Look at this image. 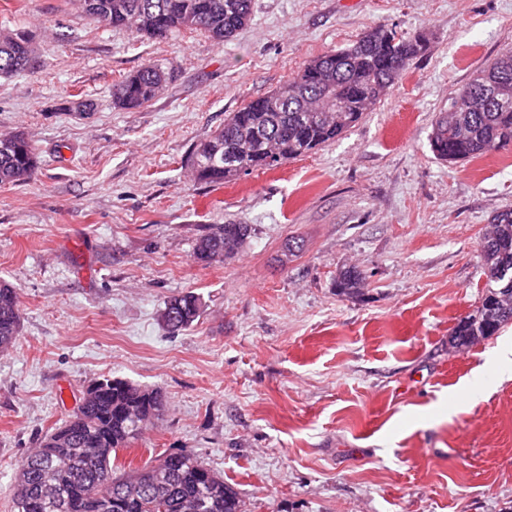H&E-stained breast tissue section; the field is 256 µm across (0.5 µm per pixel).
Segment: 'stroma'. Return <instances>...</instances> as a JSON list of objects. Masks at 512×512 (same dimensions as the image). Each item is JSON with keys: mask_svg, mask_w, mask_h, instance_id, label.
Masks as SVG:
<instances>
[{"mask_svg": "<svg viewBox=\"0 0 512 512\" xmlns=\"http://www.w3.org/2000/svg\"><path fill=\"white\" fill-rule=\"evenodd\" d=\"M377 26L428 47L355 127L270 171L195 179L189 157L225 114ZM16 29L35 67L0 76V134L24 133L38 167L0 185V280L22 312L0 352V512L104 376L167 399L121 459L194 451L247 512H512V378L465 388L512 324L448 345L487 281L481 238L512 208V147L450 163L429 146L451 93L512 46V0H254L223 43L137 42L74 0H0V31ZM153 62L174 73L164 92L115 107L113 84ZM219 224L250 234L196 262ZM345 265L363 294L337 296ZM186 291L201 314L170 333L162 310Z\"/></svg>", "mask_w": 512, "mask_h": 512, "instance_id": "1", "label": "stroma"}]
</instances>
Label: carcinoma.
<instances>
[{
  "mask_svg": "<svg viewBox=\"0 0 512 512\" xmlns=\"http://www.w3.org/2000/svg\"><path fill=\"white\" fill-rule=\"evenodd\" d=\"M83 12L101 26L125 28L138 40H163L203 31L228 41L251 21L253 0H81ZM427 50L420 35L377 27L356 41L330 50L266 96L224 117L207 139L224 161H190L197 180L222 185L243 174L274 170L332 142L370 111L406 67ZM34 65L31 35L0 31V76ZM173 72L149 63L112 85V101L133 111L152 102ZM512 146V48L475 70L440 113L430 137L434 156L464 161ZM37 168L35 151L22 133L0 135V185L28 179ZM247 224H221L202 235L194 257L208 263L238 251ZM487 283L476 309L452 331L459 348L497 334L512 323V209L497 212L480 242ZM365 287L354 266L339 271L338 294L353 297ZM200 298L186 292L170 298L163 322L173 332L192 325ZM17 291L0 281V351L20 332ZM162 393L127 379L94 381L77 410L48 431L23 460L12 489L13 512H245L224 476L188 450L169 453L142 467L117 473L118 451L161 417Z\"/></svg>",
  "mask_w": 512,
  "mask_h": 512,
  "instance_id": "obj_1",
  "label": "carcinoma"
}]
</instances>
